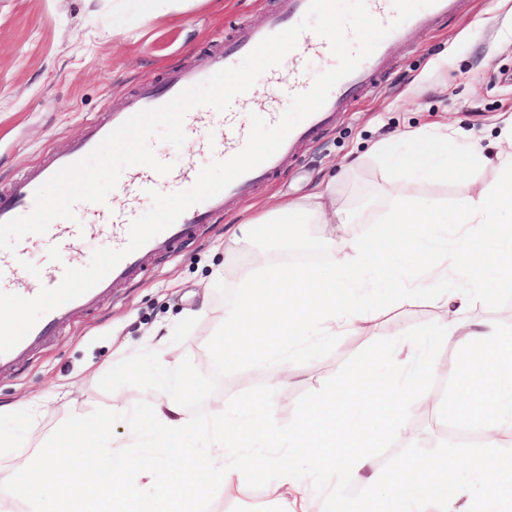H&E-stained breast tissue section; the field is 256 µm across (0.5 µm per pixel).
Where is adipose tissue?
<instances>
[{"instance_id": "ef3b65f1", "label": "adipose tissue", "mask_w": 512, "mask_h": 512, "mask_svg": "<svg viewBox=\"0 0 512 512\" xmlns=\"http://www.w3.org/2000/svg\"><path fill=\"white\" fill-rule=\"evenodd\" d=\"M402 138L412 167L434 160L447 173L456 166L442 153L450 144L466 158L470 189L461 204L448 209L411 200L396 182L383 224L366 234L337 235V226L356 218L318 194L288 201L230 233L228 249L249 252L251 261L238 272L235 299L224 306L214 352L228 367L273 365L262 398L230 415L215 405L207 425L189 418L181 396L156 400L142 414L116 406L110 420L122 434L109 445L97 442L101 419L76 423L39 462L14 447V463L0 471V484L28 501L29 512H203L215 487L228 496L246 494L249 477L272 466L278 476L266 493L283 512H309L312 489L322 484L331 489L328 512H359L350 484L368 466L370 449L403 435L413 390L435 370L455 381L448 399L430 400L435 414L474 424L495 444L499 430L512 427V336L468 313L477 300L512 288V160L499 158L498 183L490 187L476 175L486 159L462 131L441 125ZM310 223L323 227L327 264L288 265L254 247L263 238L290 248L299 240L297 225ZM411 250L426 257L419 267L406 264ZM371 297L406 304L426 297L442 314L421 340L399 335L397 354L369 353L300 407L293 425H275L278 395L294 378L295 353L335 336L374 335L364 306ZM449 348L457 353L450 364L441 357ZM155 448L178 456L179 465L161 467ZM62 455L64 470L57 465ZM463 498L479 501L481 512H500L512 499V459H405L384 478L374 512H422L426 503L447 512L449 501Z\"/></svg>"}]
</instances>
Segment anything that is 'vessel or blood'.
Returning <instances> with one entry per match:
<instances>
[{"instance_id":"1","label":"vessel or blood","mask_w":512,"mask_h":512,"mask_svg":"<svg viewBox=\"0 0 512 512\" xmlns=\"http://www.w3.org/2000/svg\"><path fill=\"white\" fill-rule=\"evenodd\" d=\"M309 2L310 0H277L276 9L270 13L264 25L258 27L244 21L238 22L232 37L226 40L223 49L205 63L174 68L167 73L164 81L159 83L143 81L129 107L121 111L107 112L102 118L91 121L84 135L76 140L67 152L49 156L30 172L16 179L7 191L1 193L0 223L30 214L34 208V194L41 185L60 169L87 156L127 119L143 110L161 107L183 90L207 80L217 71L238 65L240 58L249 54L264 38L294 26L305 17ZM462 6L463 0H437L435 5L422 9L395 29L394 34L399 37L414 29L435 27L459 15ZM390 44V39H383L375 52L364 60L355 72L339 81L330 92L324 106L300 122L272 157L237 178L220 194L191 206L171 227L152 238L141 250L126 256L94 288L43 315L28 335L12 350L0 353V372L16 370L27 361L44 345L54 329L70 318L73 311L95 308L103 298L111 294L114 285L135 279L141 272V258L144 254L168 251L190 237L197 225L209 223L213 216L223 209L225 198L246 196L256 183L277 175L303 142L334 126L337 113L349 111L379 80L390 65ZM329 51L330 46L326 40L314 41L307 35H300L296 48L288 57L281 64L267 70L266 76L272 80L277 90V100L272 105H257L256 114L267 124L276 125L281 118L282 105L290 102L293 94L304 92L307 88V79L304 75L306 59L314 55L328 54ZM214 119L215 114L209 107L194 108L184 118L185 134L195 136L202 149L206 151L212 149L214 144L210 134ZM246 140L239 113H225L224 132L220 141L224 158H231L240 152ZM194 176L195 166L189 160L163 176L151 168H141L137 180L126 181L120 185L121 192L130 200L129 206L119 208L108 203L88 204L87 209L91 214L89 222L70 224L58 219L50 225L46 233L30 234L20 239L15 251L0 250V291L32 298L38 295L41 288L59 285L65 264L52 258L41 264L40 277L32 279L29 287L20 288L19 261L26 258L32 243L36 242L46 247L63 239L76 240L93 236L105 228L110 232L113 248H124L128 242V230L132 222V201L145 197L147 190L154 188L160 181L165 182L170 191H179Z\"/></svg>"}]
</instances>
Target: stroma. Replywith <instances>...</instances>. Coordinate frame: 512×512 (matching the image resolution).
<instances>
[{"label":"stroma","instance_id":"stroma-1","mask_svg":"<svg viewBox=\"0 0 512 512\" xmlns=\"http://www.w3.org/2000/svg\"><path fill=\"white\" fill-rule=\"evenodd\" d=\"M0 0V192L49 154L67 151L87 124L128 105L139 84L165 69L210 58L223 48L237 20L262 24L276 0H196L181 12L144 19L132 0ZM392 67L350 111L338 113L333 131L303 144L297 158L243 198H229L214 223L165 254L144 257L136 281L113 287L97 308L76 312L50 341L17 370L0 374V438L44 456L73 422L108 418L115 404L142 412L167 395L149 357L131 359L143 336L165 325L178 356L170 367L191 388L189 414L208 419L215 402L227 411L263 396L267 365L218 368L212 347L224 325V306L237 288L232 270L243 253L224 249L233 225L308 196L320 179L330 180V200L363 217L370 230L390 203L389 183L402 175L409 193L456 206L467 196L462 173L427 179L401 171L406 153L401 132L439 124L472 132L489 157L512 151L497 118L512 113V0H467L461 14L434 29L411 33L391 47ZM390 145L388 156L374 153ZM208 300L206 315L187 323L185 310ZM375 348L390 351L401 330L416 333L438 314L427 300L370 309ZM363 354L359 336H338L319 353L300 355L293 381L278 397L277 424L294 422L311 402ZM405 433L373 449L370 464L351 486L373 499L379 480L401 459L422 454L420 441L436 434L438 417L417 409L404 415ZM266 470L238 498L214 491L207 512H273L264 484Z\"/></svg>","mask_w":512,"mask_h":512}]
</instances>
